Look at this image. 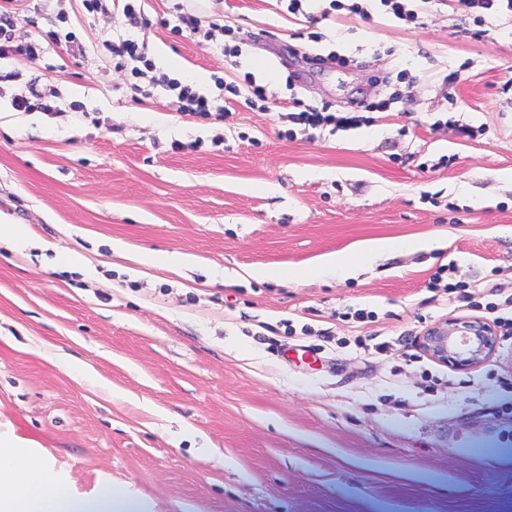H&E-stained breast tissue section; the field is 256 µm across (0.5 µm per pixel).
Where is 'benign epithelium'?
Instances as JSON below:
<instances>
[{
  "instance_id": "obj_1",
  "label": "benign epithelium",
  "mask_w": 512,
  "mask_h": 512,
  "mask_svg": "<svg viewBox=\"0 0 512 512\" xmlns=\"http://www.w3.org/2000/svg\"><path fill=\"white\" fill-rule=\"evenodd\" d=\"M422 350L453 369L475 368L498 346V337L479 318L444 321L429 327L420 336Z\"/></svg>"
}]
</instances>
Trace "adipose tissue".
<instances>
[{"instance_id": "ef3b65f1", "label": "adipose tissue", "mask_w": 512, "mask_h": 512, "mask_svg": "<svg viewBox=\"0 0 512 512\" xmlns=\"http://www.w3.org/2000/svg\"><path fill=\"white\" fill-rule=\"evenodd\" d=\"M65 497L61 487L43 492L25 449L0 443V507L8 512H59Z\"/></svg>"}]
</instances>
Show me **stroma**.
Segmentation results:
<instances>
[{"label":"stroma","mask_w":512,"mask_h":512,"mask_svg":"<svg viewBox=\"0 0 512 512\" xmlns=\"http://www.w3.org/2000/svg\"><path fill=\"white\" fill-rule=\"evenodd\" d=\"M144 12L157 74L209 97L219 77L255 84L266 102L177 118L164 90L136 93L114 68L105 42L126 34L123 17L18 0V34L73 40L0 60L60 93L53 116L13 110L22 82L0 98V215L38 243L0 242V439L67 489L61 512H512V335L471 369L360 346L485 316L512 293V22L476 38L446 0L412 24L331 0L298 16L288 0ZM186 15L222 29L204 39ZM235 35L237 58L224 53ZM294 98L339 115L361 100L374 122L295 133ZM462 124L486 132L467 139ZM380 237L432 246L345 281L305 278ZM148 251L195 262L145 266ZM70 252L78 266L60 270ZM450 262L479 296L430 287ZM259 264L283 278H250ZM348 306L377 322L338 320ZM287 319L314 335H288Z\"/></svg>","instance_id":"obj_1"}]
</instances>
